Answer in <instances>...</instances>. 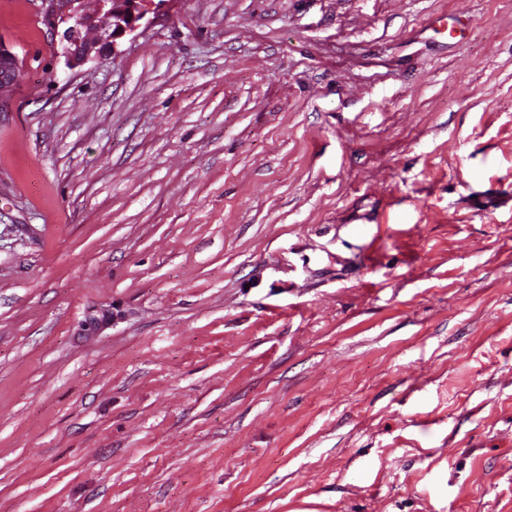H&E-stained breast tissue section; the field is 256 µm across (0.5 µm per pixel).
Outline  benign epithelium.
Segmentation results:
<instances>
[{
	"mask_svg": "<svg viewBox=\"0 0 512 512\" xmlns=\"http://www.w3.org/2000/svg\"><path fill=\"white\" fill-rule=\"evenodd\" d=\"M163 0H41L48 25L70 20L60 33L67 64L78 66L102 58L116 48L117 40L134 31L137 23L159 8ZM21 75L19 59L0 42V103Z\"/></svg>",
	"mask_w": 512,
	"mask_h": 512,
	"instance_id": "benign-epithelium-1",
	"label": "benign epithelium"
}]
</instances>
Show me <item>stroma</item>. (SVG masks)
Masks as SVG:
<instances>
[{
    "label": "stroma",
    "instance_id": "35a3bbf8",
    "mask_svg": "<svg viewBox=\"0 0 512 512\" xmlns=\"http://www.w3.org/2000/svg\"><path fill=\"white\" fill-rule=\"evenodd\" d=\"M0 40V512H512V0ZM21 75L19 59L3 42H0V105L12 91Z\"/></svg>",
    "mask_w": 512,
    "mask_h": 512
}]
</instances>
